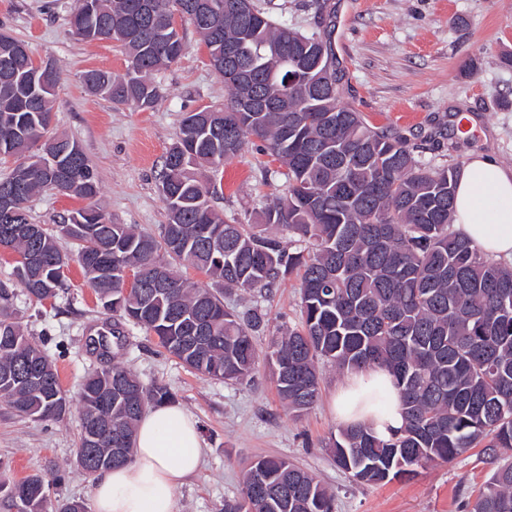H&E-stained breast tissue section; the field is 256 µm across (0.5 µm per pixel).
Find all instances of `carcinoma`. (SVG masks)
<instances>
[{
  "mask_svg": "<svg viewBox=\"0 0 512 512\" xmlns=\"http://www.w3.org/2000/svg\"><path fill=\"white\" fill-rule=\"evenodd\" d=\"M94 26L70 20L88 41L113 38L129 53L122 77L89 70L82 83L115 104L154 108V75L177 62L183 37L166 30L176 3L203 37L223 77L221 109L188 112L167 151L158 183L168 223L159 236L112 224L89 204L61 217L35 239L16 237L0 221V251L37 259L16 262L24 292L44 301L67 287L75 262L105 313L153 334L188 369L241 384L258 354L254 336L263 313L224 306L223 293L184 279L188 265L226 290L269 295L292 275L300 279V318L271 338L265 360L288 411L318 398L319 366L338 371L383 367L399 390L404 426L381 438L351 425L332 439L336 466L354 481L384 485L417 468L451 462L468 450L496 463L468 512H512V266L486 254L453 229L456 171L422 162L396 131L369 125L341 101L343 73L329 36L304 35L274 22L253 0H85ZM23 42L0 36V162L14 161L0 188L24 185L17 210L52 186L40 161L47 149L79 145L48 135L60 72L36 71ZM322 57L319 79L307 68ZM288 99L286 112H235L243 100ZM285 167V191L261 207L258 224L226 221L211 205L215 186L203 172L251 147ZM62 194L92 200L100 192L84 150L64 169ZM67 238L72 253L57 243ZM140 278L126 288L125 270ZM174 396L145 384L122 363L86 376L79 391L77 464L91 477L132 460L139 420L150 405ZM0 400L46 420L70 410L46 351L0 305ZM39 475L0 483L23 492L27 512H85L74 501H51ZM224 512H335L334 497L286 458L260 457L242 474L240 498Z\"/></svg>",
  "mask_w": 512,
  "mask_h": 512,
  "instance_id": "cac0c4a2",
  "label": "carcinoma"
}]
</instances>
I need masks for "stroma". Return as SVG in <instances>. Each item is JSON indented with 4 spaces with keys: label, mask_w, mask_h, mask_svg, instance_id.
I'll use <instances>...</instances> for the list:
<instances>
[{
    "label": "stroma",
    "mask_w": 512,
    "mask_h": 512,
    "mask_svg": "<svg viewBox=\"0 0 512 512\" xmlns=\"http://www.w3.org/2000/svg\"><path fill=\"white\" fill-rule=\"evenodd\" d=\"M274 20L303 33L335 19L332 43L345 71L341 96L375 127L400 132L419 146L423 161L461 167L486 152L512 167V68L500 57L512 51V0H254ZM74 0H0V32L25 42L33 60H52L61 80L52 102L53 130L79 141L97 169V205L115 224L159 233L167 213L158 192L162 158L188 112L223 106L224 81L208 62V50L186 19L177 25L187 49L155 77L161 98L155 108L116 105L89 93L85 71L124 74L125 49L117 42H88L69 24ZM280 165L256 151L225 163L211 178L214 207L225 218L258 221L259 208L281 195ZM84 199L46 190L29 203L34 223L54 224L83 207ZM15 255L0 253V285L12 293L10 311L26 334L53 360L62 389L76 398L87 373L106 366L88 338L104 329L97 296L79 266L69 286L36 302L19 287ZM228 308L261 310L266 327L255 336L265 352L277 329L298 322L297 279L272 295L235 291ZM112 354L144 383L166 385L176 405L200 430L204 462L176 493V512H224L241 492V469L257 457L290 459L334 494L336 512H467L493 465L478 449L454 461L418 469L408 480L367 485L338 469L329 442L341 427L329 410L343 375L320 369L317 402L301 413L280 401L271 373L259 366L249 383L230 385L190 371L160 348L146 330L124 325ZM80 420L71 410L59 420L18 415L0 400V477L17 482L32 474L52 480V499L93 506L95 481L76 463Z\"/></svg>",
    "instance_id": "35a3bbf8"
}]
</instances>
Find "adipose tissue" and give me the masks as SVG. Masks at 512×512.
<instances>
[{
  "label": "adipose tissue",
  "instance_id": "ef3b65f1",
  "mask_svg": "<svg viewBox=\"0 0 512 512\" xmlns=\"http://www.w3.org/2000/svg\"><path fill=\"white\" fill-rule=\"evenodd\" d=\"M454 229L491 257L512 263V169L486 153L471 156L457 174ZM345 425L362 424L387 437L404 425L390 374L374 367L348 374L332 400ZM196 421L174 405L152 409L138 423L132 461L103 472L94 512H175V493L202 458Z\"/></svg>",
  "mask_w": 512,
  "mask_h": 512
}]
</instances>
